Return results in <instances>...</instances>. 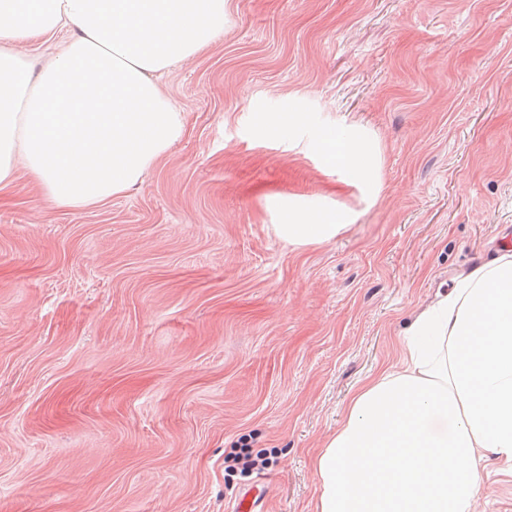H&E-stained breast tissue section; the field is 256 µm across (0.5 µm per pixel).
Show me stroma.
<instances>
[{
  "instance_id": "35a3bbf8",
  "label": "stroma",
  "mask_w": 512,
  "mask_h": 512,
  "mask_svg": "<svg viewBox=\"0 0 512 512\" xmlns=\"http://www.w3.org/2000/svg\"><path fill=\"white\" fill-rule=\"evenodd\" d=\"M183 133L86 209L0 189V512H314L313 456L450 277L512 244V0H226ZM306 112L293 132L280 113ZM371 142L347 182L325 130ZM349 225L291 243V209ZM269 469L224 471L241 436ZM474 512H512L484 453Z\"/></svg>"
}]
</instances>
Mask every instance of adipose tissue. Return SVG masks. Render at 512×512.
<instances>
[{"instance_id": "ef3b65f1", "label": "adipose tissue", "mask_w": 512, "mask_h": 512, "mask_svg": "<svg viewBox=\"0 0 512 512\" xmlns=\"http://www.w3.org/2000/svg\"><path fill=\"white\" fill-rule=\"evenodd\" d=\"M224 30V0H0V188L25 167L57 205L87 208L138 183L180 138L156 76ZM58 41L34 68L23 43ZM372 185L368 143L330 150ZM343 216L289 211L281 234L325 241ZM512 466V246L456 273L412 323L399 368L352 395L314 458L315 512H473L478 449Z\"/></svg>"}]
</instances>
